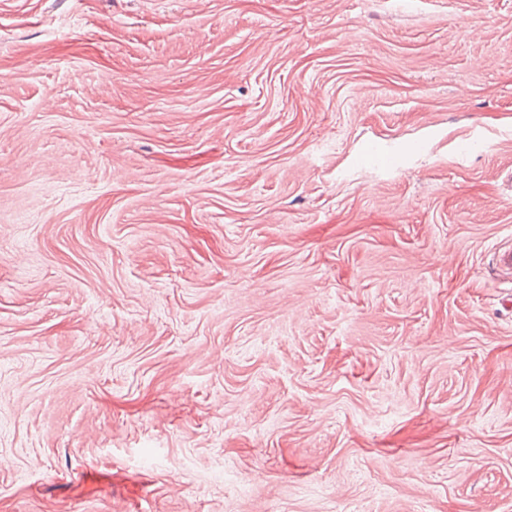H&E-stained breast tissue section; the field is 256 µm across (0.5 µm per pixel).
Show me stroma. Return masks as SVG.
<instances>
[{"instance_id": "stroma-1", "label": "stroma", "mask_w": 512, "mask_h": 512, "mask_svg": "<svg viewBox=\"0 0 512 512\" xmlns=\"http://www.w3.org/2000/svg\"><path fill=\"white\" fill-rule=\"evenodd\" d=\"M508 248L512 0H0V512H512Z\"/></svg>"}]
</instances>
